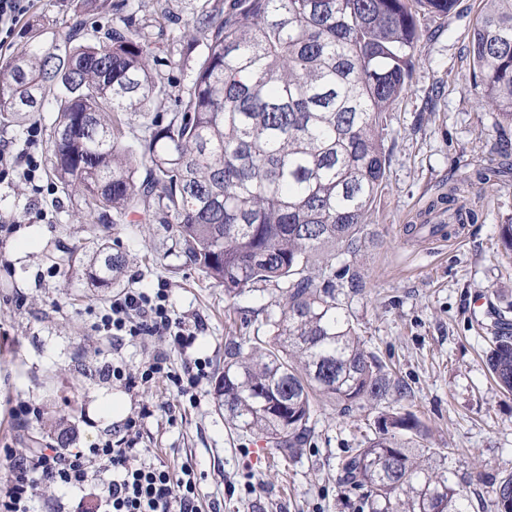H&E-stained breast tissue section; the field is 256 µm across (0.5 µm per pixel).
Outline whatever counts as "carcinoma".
<instances>
[{"instance_id":"obj_1","label":"carcinoma","mask_w":512,"mask_h":512,"mask_svg":"<svg viewBox=\"0 0 512 512\" xmlns=\"http://www.w3.org/2000/svg\"><path fill=\"white\" fill-rule=\"evenodd\" d=\"M59 39H29L0 63V126L54 113L49 173L77 212L111 224H169L189 263L236 297L288 282L269 317L272 340L229 343L214 387L236 430L283 457L311 443L319 401L376 407L402 393L365 348L337 299L333 264L359 283L366 221L386 181L390 115L410 86L423 37L418 13L446 16L456 0H216L186 24L202 42L190 87L165 110L171 73L153 63L149 18L167 0H73ZM469 53L480 100L512 126V0H481ZM113 12L103 29L96 18ZM145 119L126 142V118ZM461 187L433 202L448 223ZM446 223V224H448ZM446 224H411L437 234ZM124 259L102 241L87 269L98 288ZM512 302L491 329L487 367L512 393ZM427 428L404 407L381 412L373 435L341 464L362 491L359 512H468L467 491L423 468ZM491 512H512V475Z\"/></svg>"}]
</instances>
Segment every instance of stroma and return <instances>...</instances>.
<instances>
[{
    "label": "stroma",
    "instance_id": "1",
    "mask_svg": "<svg viewBox=\"0 0 512 512\" xmlns=\"http://www.w3.org/2000/svg\"><path fill=\"white\" fill-rule=\"evenodd\" d=\"M72 0H34L17 28L15 43L28 37L31 23L51 42L65 29ZM169 20L148 32L158 64L179 61L178 88L189 86L202 46L187 47L180 35L200 0H169ZM481 0H457L445 17L425 14L417 48L419 65L408 92L390 113L387 182L368 217V237L358 261L357 290L339 302L357 323L367 350L386 364L407 395L402 404L429 428L425 457L429 470L463 485L469 512H490L495 480L512 474V395L504 394L486 365V326L493 308L512 301V257L498 243V227L512 219V171L497 184L477 185L468 201L479 223L462 238L411 236L431 199L474 169L499 163L501 142L512 128L473 88L469 41ZM45 193L29 185L0 184V214L17 218L0 245V460L32 455L34 449L67 433L74 448L121 439L127 417L147 460L172 471L192 466L201 512H358L359 493L339 487L337 464L374 430L378 409L342 411L324 404L314 415V437L297 457L259 459L258 436L227 423L215 395V379L230 342L269 340L267 320L276 313L280 287L267 285L229 298L224 287L186 264L175 235L164 224H117L110 230L125 268L112 285H88L85 270L100 227L82 222L60 187L41 175ZM47 212L39 241L24 262L15 247L30 229L28 216ZM166 286L175 316L198 322L187 351L164 349L151 336L116 342L94 329L113 295L122 289L151 291ZM165 351L169 371L182 372L185 359L205 362L194 397L178 396L165 378L130 389L106 378L120 366L135 372ZM122 398L124 415L105 418L95 403L101 394ZM33 409L26 424L15 410ZM97 512L93 488L66 491L38 488V512Z\"/></svg>",
    "mask_w": 512,
    "mask_h": 512
}]
</instances>
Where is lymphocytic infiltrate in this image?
Returning <instances> with one entry per match:
<instances>
[{
    "label": "lymphocytic infiltrate",
    "mask_w": 512,
    "mask_h": 512,
    "mask_svg": "<svg viewBox=\"0 0 512 512\" xmlns=\"http://www.w3.org/2000/svg\"><path fill=\"white\" fill-rule=\"evenodd\" d=\"M40 125L28 128L23 148L0 144V184L15 180L34 184L43 166L33 150ZM96 329L102 335L160 336L168 345L188 349L195 341L197 325L173 316L168 290L124 291L113 296ZM67 490L97 484L100 512H198V492L192 467L173 474L162 465L147 461L134 446L113 447L104 442L90 448L43 449L33 457L15 460L10 477L0 482V512H34L37 480Z\"/></svg>",
    "instance_id": "f902f5d3"
}]
</instances>
